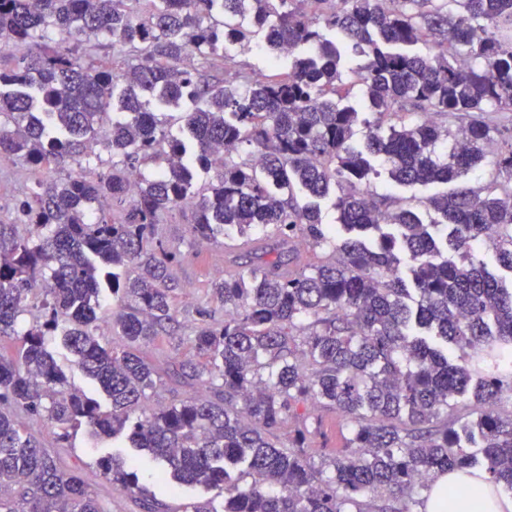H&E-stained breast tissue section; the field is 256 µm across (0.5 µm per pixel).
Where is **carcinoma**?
<instances>
[{
    "label": "carcinoma",
    "instance_id": "cac0c4a2",
    "mask_svg": "<svg viewBox=\"0 0 512 512\" xmlns=\"http://www.w3.org/2000/svg\"><path fill=\"white\" fill-rule=\"evenodd\" d=\"M261 34L288 45V62L265 75L226 57L214 79L217 44L249 49ZM84 45L126 58L92 67ZM187 54L197 63L182 66ZM357 84L369 119L338 105ZM153 101L187 108L171 120ZM375 157L403 186L494 167L419 201L450 227L457 258L410 200L371 189ZM0 160L78 169L38 179L18 223L0 222V339L21 342L0 351V512H107L23 415L62 441L82 424L108 438L128 429L165 466L163 489L223 488L222 509L204 499L183 512H415L454 469L512 494V411L500 412L512 280L471 259L487 243L512 272V0H0ZM200 171L212 177L195 190ZM297 185L313 198L337 188L343 239ZM187 204L196 241H263L229 253L212 284L224 319L194 327L200 368L143 351L177 323L179 255L161 225ZM101 322L119 339L110 348ZM56 336L110 410L69 387ZM204 376L211 397L146 409L163 378ZM325 408L346 421L351 451L317 463ZM140 466L98 460L130 491Z\"/></svg>",
    "mask_w": 512,
    "mask_h": 512
}]
</instances>
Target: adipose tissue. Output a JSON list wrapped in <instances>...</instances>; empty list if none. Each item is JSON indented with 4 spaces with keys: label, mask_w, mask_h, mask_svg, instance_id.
I'll return each mask as SVG.
<instances>
[{
    "label": "adipose tissue",
    "mask_w": 512,
    "mask_h": 512,
    "mask_svg": "<svg viewBox=\"0 0 512 512\" xmlns=\"http://www.w3.org/2000/svg\"><path fill=\"white\" fill-rule=\"evenodd\" d=\"M468 486L480 489L487 506L484 512H512V498L496 494L494 485L486 475H467L462 471L441 474L433 485L425 512H471V503L468 499H460L456 504H449L448 490L452 487Z\"/></svg>",
    "instance_id": "adipose-tissue-1"
}]
</instances>
